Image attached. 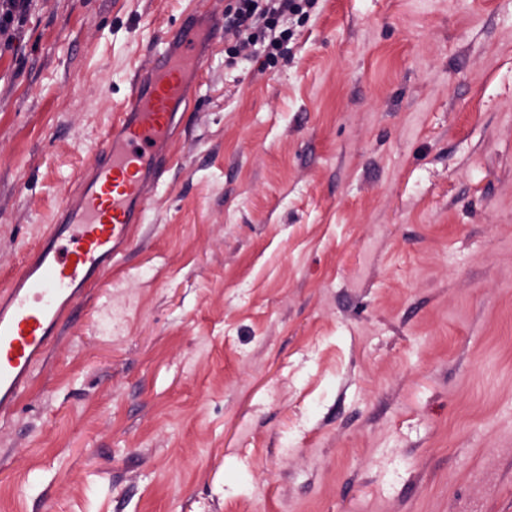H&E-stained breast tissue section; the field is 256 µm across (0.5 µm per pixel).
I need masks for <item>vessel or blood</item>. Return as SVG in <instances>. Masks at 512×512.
Listing matches in <instances>:
<instances>
[{"instance_id": "1", "label": "vessel or blood", "mask_w": 512, "mask_h": 512, "mask_svg": "<svg viewBox=\"0 0 512 512\" xmlns=\"http://www.w3.org/2000/svg\"><path fill=\"white\" fill-rule=\"evenodd\" d=\"M222 26L208 0H193L178 26L158 34L157 67L135 75L122 112L65 195L47 235L0 291V418L13 415L65 322L130 250L151 206V185L169 162L170 145L198 68Z\"/></svg>"}]
</instances>
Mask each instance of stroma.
I'll use <instances>...</instances> for the list:
<instances>
[{
    "instance_id": "obj_1",
    "label": "stroma",
    "mask_w": 512,
    "mask_h": 512,
    "mask_svg": "<svg viewBox=\"0 0 512 512\" xmlns=\"http://www.w3.org/2000/svg\"><path fill=\"white\" fill-rule=\"evenodd\" d=\"M189 0L0 32V289ZM220 32L135 244L9 421L0 512H512V0Z\"/></svg>"
}]
</instances>
